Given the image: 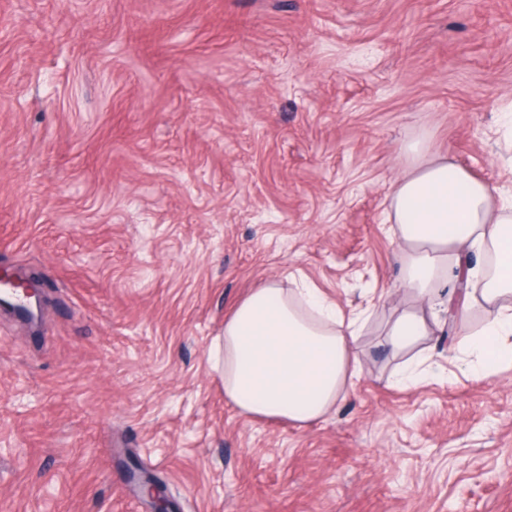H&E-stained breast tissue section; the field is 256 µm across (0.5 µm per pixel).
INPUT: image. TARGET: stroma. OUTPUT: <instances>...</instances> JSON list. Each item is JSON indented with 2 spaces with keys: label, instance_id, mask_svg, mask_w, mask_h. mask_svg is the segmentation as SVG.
I'll use <instances>...</instances> for the list:
<instances>
[{
  "label": "stroma",
  "instance_id": "stroma-1",
  "mask_svg": "<svg viewBox=\"0 0 512 512\" xmlns=\"http://www.w3.org/2000/svg\"><path fill=\"white\" fill-rule=\"evenodd\" d=\"M512 0H0V512H512V366L426 377L386 333L414 309L387 222L445 157L512 190ZM370 310L336 412L243 414L209 364L259 283ZM129 479L141 489V493H146L153 505V512H171L170 500L165 490L157 482L147 477H143L138 468L129 469Z\"/></svg>",
  "mask_w": 512,
  "mask_h": 512
}]
</instances>
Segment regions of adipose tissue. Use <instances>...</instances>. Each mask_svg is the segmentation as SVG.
<instances>
[{"instance_id":"ef3b65f1","label":"adipose tissue","mask_w":512,"mask_h":512,"mask_svg":"<svg viewBox=\"0 0 512 512\" xmlns=\"http://www.w3.org/2000/svg\"><path fill=\"white\" fill-rule=\"evenodd\" d=\"M391 221L406 249L402 287L421 306H441L439 283L452 254L481 247L495 260L489 280L470 282L468 301L512 294V196H492L467 170L433 160L399 179ZM359 329L318 289L277 281L253 288L211 348L224 395L240 412L304 426L345 399L356 374ZM469 373L492 376L512 362V310L499 309L464 346Z\"/></svg>"}]
</instances>
